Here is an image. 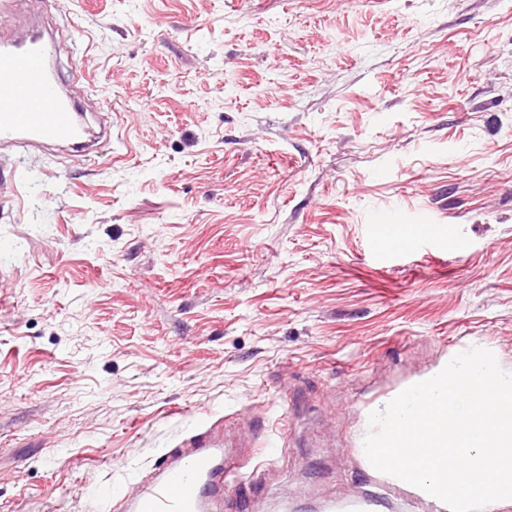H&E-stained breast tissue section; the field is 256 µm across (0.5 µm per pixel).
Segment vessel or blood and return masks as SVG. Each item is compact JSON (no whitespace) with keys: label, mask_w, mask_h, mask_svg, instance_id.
<instances>
[{"label":"vessel or blood","mask_w":512,"mask_h":512,"mask_svg":"<svg viewBox=\"0 0 512 512\" xmlns=\"http://www.w3.org/2000/svg\"><path fill=\"white\" fill-rule=\"evenodd\" d=\"M53 39L38 27L0 39V147L85 148L87 128L62 77L52 69ZM224 452L222 438L198 434L180 453L153 464L149 484L135 493L115 488L100 500L101 512H242L225 500L227 484L242 481Z\"/></svg>","instance_id":"b4317fda"}]
</instances>
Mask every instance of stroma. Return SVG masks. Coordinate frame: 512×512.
Returning <instances> with one entry per match:
<instances>
[{"label":"stroma","instance_id":"35a3bbf8","mask_svg":"<svg viewBox=\"0 0 512 512\" xmlns=\"http://www.w3.org/2000/svg\"><path fill=\"white\" fill-rule=\"evenodd\" d=\"M34 16L112 139L0 149V512H95L212 423L228 498L323 512L393 393L512 373V0H0ZM388 228L389 233L383 236ZM421 228L407 224H374L372 225V234L376 238H381V243L386 246L408 243Z\"/></svg>","mask_w":512,"mask_h":512}]
</instances>
